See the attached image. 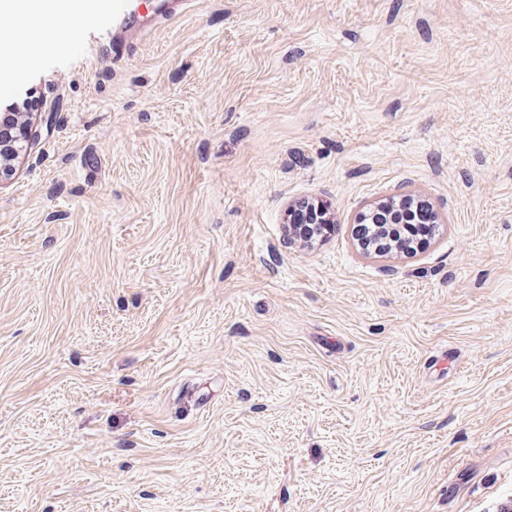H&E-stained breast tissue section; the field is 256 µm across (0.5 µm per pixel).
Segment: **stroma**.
<instances>
[{
	"label": "stroma",
	"instance_id": "stroma-1",
	"mask_svg": "<svg viewBox=\"0 0 512 512\" xmlns=\"http://www.w3.org/2000/svg\"><path fill=\"white\" fill-rule=\"evenodd\" d=\"M111 14L0 109V512L512 508V0ZM439 230L367 254L400 195ZM334 209L313 246L288 204ZM28 134L29 122L22 112L0 113V182L12 176L21 144Z\"/></svg>",
	"mask_w": 512,
	"mask_h": 512
}]
</instances>
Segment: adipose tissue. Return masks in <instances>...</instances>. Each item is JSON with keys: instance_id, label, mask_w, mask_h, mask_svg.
<instances>
[{"instance_id": "obj_1", "label": "adipose tissue", "mask_w": 512, "mask_h": 512, "mask_svg": "<svg viewBox=\"0 0 512 512\" xmlns=\"http://www.w3.org/2000/svg\"><path fill=\"white\" fill-rule=\"evenodd\" d=\"M95 10L93 0H77L75 11L69 14L65 13L62 0H0V15L13 20L10 28H0V42L13 46L10 55L0 57V83H10L29 67L41 47L50 41L51 24H64L67 38L75 39L94 18Z\"/></svg>"}]
</instances>
